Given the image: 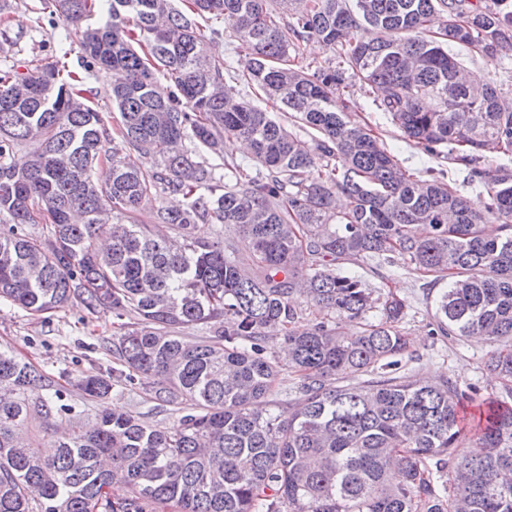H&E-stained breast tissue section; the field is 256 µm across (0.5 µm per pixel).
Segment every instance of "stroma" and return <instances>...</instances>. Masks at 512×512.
<instances>
[{"label": "stroma", "instance_id": "stroma-1", "mask_svg": "<svg viewBox=\"0 0 512 512\" xmlns=\"http://www.w3.org/2000/svg\"><path fill=\"white\" fill-rule=\"evenodd\" d=\"M12 2L11 31L19 35L20 49L7 56L0 54V68L11 66L22 72L32 59L51 61L56 55L57 36L62 33L71 51L70 68L82 71L83 25H71L63 31L56 16L44 10L40 0ZM375 98L372 87L354 86L346 98L349 113L353 118L377 127L385 145L404 168L423 171L436 166V159L405 139L377 110ZM389 276L386 283L411 303L403 328L413 358L403 361V372L425 380L449 377L463 387L475 385V402L465 404L460 413L464 429H471L480 401L495 395L499 388L498 379L486 368L496 349L495 344L472 338L452 341L437 335L432 321L438 288H423L416 276L402 268L390 270ZM113 332L111 312L92 314L76 301L37 317L6 304L0 306V346L11 349L22 360L57 378L61 404L88 423L94 422L100 404L88 399L79 389L78 382L88 374L111 366L112 355L106 345ZM109 402L132 412L153 429L168 428L174 420L170 411L160 408L135 386L114 389Z\"/></svg>", "mask_w": 512, "mask_h": 512}]
</instances>
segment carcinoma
I'll return each instance as SVG.
<instances>
[{"instance_id": "1", "label": "carcinoma", "mask_w": 512, "mask_h": 512, "mask_svg": "<svg viewBox=\"0 0 512 512\" xmlns=\"http://www.w3.org/2000/svg\"><path fill=\"white\" fill-rule=\"evenodd\" d=\"M43 5L63 27L102 21L87 25L82 75L63 47L24 74L0 69V303L32 316L73 299L111 311L122 369L88 376L84 393L103 402L137 380L179 417L162 431L104 406L90 427L62 430L59 389L0 347V512H512V167L487 156L512 155V100L495 79L472 82L450 50L487 61L511 51L512 0ZM212 19L230 26L246 70L207 51L224 38ZM313 39L337 62H296ZM95 64L119 74L106 93L113 127L88 86ZM358 83L405 139L483 192L403 168L372 126L336 107ZM242 87L315 131L313 144ZM117 138L148 165L109 148ZM30 139L42 150L23 156ZM237 140L255 173L236 162ZM169 195L180 208L163 206ZM201 224L213 239L197 237ZM364 260L447 282L438 332L499 345L487 368L500 392L468 448L459 410L470 396L398 372L410 304L349 269ZM198 324L207 335L179 336ZM275 335L281 356L266 353ZM289 374L286 402L274 394ZM34 386L48 388L37 403ZM34 418L54 454L22 439ZM114 484L127 488L117 501Z\"/></svg>"}]
</instances>
